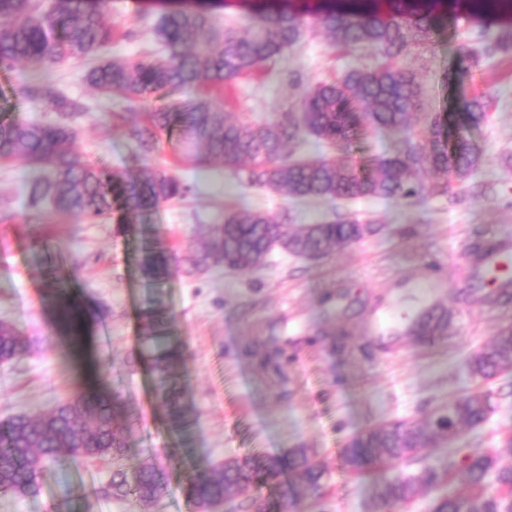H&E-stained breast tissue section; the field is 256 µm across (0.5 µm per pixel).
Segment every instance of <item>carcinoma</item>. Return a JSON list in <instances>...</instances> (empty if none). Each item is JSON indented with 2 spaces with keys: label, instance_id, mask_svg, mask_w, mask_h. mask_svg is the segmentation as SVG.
I'll use <instances>...</instances> for the list:
<instances>
[{
  "label": "carcinoma",
  "instance_id": "obj_1",
  "mask_svg": "<svg viewBox=\"0 0 512 512\" xmlns=\"http://www.w3.org/2000/svg\"><path fill=\"white\" fill-rule=\"evenodd\" d=\"M376 2L349 0V5L338 7L334 0H245L250 23L244 36L233 28L220 29L206 4L171 9L155 25L164 55L101 63L89 71L88 81L100 95L119 97L130 105L171 88L190 87L206 95L175 111L146 113V123L129 130L144 155L154 150L160 133L175 127L183 160L195 166L218 160L234 167L251 187L271 188L292 198L412 199L423 190L416 167L462 177L478 163L480 151L468 137H451L447 122L439 117L432 125L413 130L409 118L422 89L411 71L394 64L408 47L425 43L448 27L449 0H383L384 10ZM109 4L110 0H94L91 5L84 0H52L44 10L40 0H0V19L7 21L0 27V69L12 70L24 62L31 75L19 87L22 95L71 116L88 111L83 102L66 97L49 73L68 58L93 56L112 42V25L104 22ZM309 22L323 25L338 45L371 46L384 63L304 89L299 110L277 119H231L223 107L224 83L256 71L298 43ZM511 48L509 28L481 51L471 52V58L477 63ZM464 108L469 126L483 123L481 100L471 99ZM370 127L396 137L392 152L355 162L334 157L303 160L286 151L288 143L309 136L347 155ZM75 141L76 131L67 124L0 121V156H21L36 170L29 188V221H36L48 207L79 223L95 224L109 219L117 202L126 213L136 214L185 192L183 183L166 169L145 165L132 177L90 163L77 153ZM369 232L370 225L345 216L297 230L261 211L231 209L220 223L209 226L195 252L180 258L161 244L151 245L144 251L142 266L155 281L168 277L181 262L199 272L219 267L252 271L275 241L322 256ZM60 316L78 332L76 307L60 302ZM447 327V312L433 307L413 322L410 335L425 340L444 335ZM29 350L27 336L11 324H0V363L18 360ZM177 364L171 348L154 355V366L163 378ZM468 368L476 378L511 370L512 329L496 333L487 347L471 356ZM159 394L172 426L186 429L190 416L177 394L163 383ZM118 401L115 393L79 388L42 414H20L0 422V492L27 494L37 486L47 462L62 466L77 459L123 458L127 448L125 428L116 415ZM492 411L489 395L472 392L453 401L446 437L436 433L429 420L371 427L342 449L344 467L362 476L393 461L419 464L412 472L372 483V499L382 509H403L423 491L454 484L456 489L432 500L430 512H503L512 499V462H502L496 449L473 451L458 460L446 456L433 463L423 464L419 458L425 448L482 428ZM323 477V471L309 464L308 449L297 448L286 458L252 454L209 464L189 480L188 494L201 512L250 487L274 485L288 508L319 497ZM166 487L164 468L143 464L130 474L113 470L99 492L149 505L164 496Z\"/></svg>",
  "mask_w": 512,
  "mask_h": 512
}]
</instances>
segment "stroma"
I'll list each match as a JSON object with an SVG mask.
<instances>
[{
    "label": "stroma",
    "mask_w": 512,
    "mask_h": 512,
    "mask_svg": "<svg viewBox=\"0 0 512 512\" xmlns=\"http://www.w3.org/2000/svg\"><path fill=\"white\" fill-rule=\"evenodd\" d=\"M158 16L148 0H112L106 21L117 35L103 60L159 50ZM510 25L512 9L490 21L471 15L468 0H454L447 29L400 57L424 91L413 127L421 126L424 113L436 112L459 129L463 101L487 105L485 121L472 133L483 149L480 162L462 179L419 172L424 190L409 202L298 200L251 187L233 167L182 163L181 146L168 133L140 159L129 127L148 112L197 101L198 92L153 96L131 109L98 95L87 81L89 62L72 59L53 69V80L90 107L72 122L84 159L126 174L146 163L164 166L186 192L132 216L114 209L104 223L50 214L36 227L26 220L33 167L17 156L0 157V210L10 215L0 223V321L32 341L21 360L0 364V421L43 413L79 386L117 392L128 464L162 465L168 492L150 506L103 497L97 488L115 461H76L45 468L36 495L0 493V512H196L185 484L209 462L256 452L284 456L297 448L307 449L310 464L326 473L309 512H377L371 478H353L343 468L346 439L386 422L422 420L472 391L491 394L493 411L479 431L462 434L459 446L505 448L512 437V395L506 393L512 374L477 380L467 363L498 330L512 326V293L481 279L472 254L481 241H512V51L476 66L465 52ZM380 61L371 47L336 46L324 27L309 26L297 45L235 80L224 92L225 109L238 120H265L296 110L303 87ZM27 70L24 64L0 70V117L60 121L59 113L16 95ZM443 182L447 193H435ZM228 206L297 227L344 215L374 231L314 260L277 250L250 272L199 274L184 264L161 281L144 276L148 239L161 237L188 255ZM62 283L83 311L76 348L54 306ZM437 304L448 311L446 335L407 336L417 316ZM151 311L164 321V346L182 354L174 387L191 414L184 435L170 426L144 345L157 329L147 318ZM87 361L97 369L92 382L82 370Z\"/></svg>",
    "instance_id": "1"
}]
</instances>
